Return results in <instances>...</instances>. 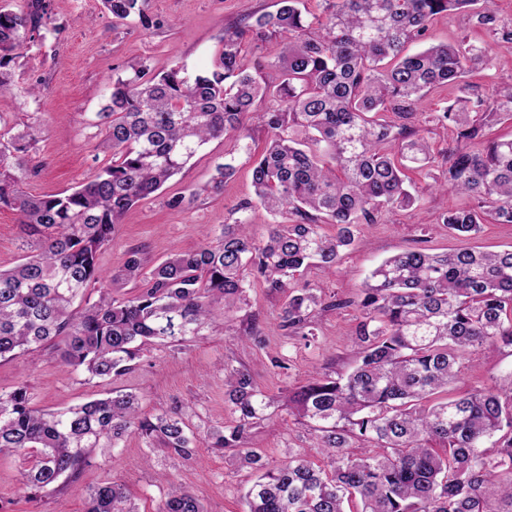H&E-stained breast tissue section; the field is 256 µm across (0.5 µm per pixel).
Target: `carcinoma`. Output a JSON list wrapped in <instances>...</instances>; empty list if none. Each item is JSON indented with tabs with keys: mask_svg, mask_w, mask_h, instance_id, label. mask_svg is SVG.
Segmentation results:
<instances>
[{
	"mask_svg": "<svg viewBox=\"0 0 512 512\" xmlns=\"http://www.w3.org/2000/svg\"><path fill=\"white\" fill-rule=\"evenodd\" d=\"M321 17L308 18L300 0H279L274 12L224 29L211 66L195 73L176 64L155 73L131 67L112 80L98 113L101 146L112 161L71 192L34 196L21 182L30 173L33 137L0 128V209L19 215L27 240L15 267L0 271V360L59 348L65 364L91 379L110 380L133 369L145 346H176L192 329L217 332L213 308H241L260 283L287 294L279 328L307 340L322 296L292 286L315 267L334 272L359 225L415 203L405 187L410 173L431 162L432 146L418 131L377 118L408 119L427 92L455 85L462 96L436 113L451 122L457 144L448 148L441 187L475 205L439 216L448 231L477 235L483 224H512V138H485L486 127L512 119V86L482 94L466 78L477 68L506 63L512 18L496 0H323ZM113 22L133 29L156 26L146 0H101ZM463 12L483 39L407 45L442 13ZM51 0L0 3V91L9 88L16 60L48 33H60ZM285 39L280 55L246 71L247 40ZM271 133L255 161L257 202L274 219L255 239L243 218L224 224L216 243L147 265L127 252L123 268L105 276L100 251L112 242L125 212L160 190L213 139L235 132L249 138L246 119L256 102ZM233 159L215 166L207 183L167 201L181 208L224 190ZM336 227L333 235L322 226ZM139 284L129 297L113 289ZM98 298L72 308L89 286ZM358 323L352 370L316 374L288 393L285 406L315 434L314 452H288L269 467L244 447L249 430L277 398L258 387L244 367H224L233 418L207 432L253 468L246 512H512V377L493 387L451 396L461 361L487 344L512 349V250L459 249L433 254L408 250L385 260L352 302ZM180 411L142 412L139 398L114 391L64 410L34 407L25 381L0 392V452L32 454L21 483L36 497L75 481L96 448H114L126 434L146 446L191 452ZM493 440L492 448L484 442ZM86 512H138L124 487L110 483L89 494ZM158 512H204L177 483Z\"/></svg>",
	"mask_w": 512,
	"mask_h": 512,
	"instance_id": "carcinoma-1",
	"label": "carcinoma"
}]
</instances>
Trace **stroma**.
<instances>
[{
  "label": "stroma",
  "mask_w": 512,
  "mask_h": 512,
  "mask_svg": "<svg viewBox=\"0 0 512 512\" xmlns=\"http://www.w3.org/2000/svg\"><path fill=\"white\" fill-rule=\"evenodd\" d=\"M276 8L277 0H147L155 25L148 31L131 32L113 24L101 0H52L60 33L36 42L14 66L11 87L0 92V119L30 126L35 137L29 159L38 173L24 180V190L35 196L60 193L86 183L110 163L111 153L98 146L101 136L96 121L107 103L113 77L140 64L161 70L178 62L192 71L206 69L225 28ZM458 95L454 86L432 89L423 113L408 122L427 135L434 149L428 173L414 178L417 203L383 215L380 223L362 225L335 273L311 269L299 278V285L320 289L323 298L340 303L339 309L316 315L314 339L284 335L278 323L285 297L258 283L250 288L249 304L243 309L228 313L215 306L213 317L223 323V332L203 329L174 348L152 345L133 370L109 381L86 380L51 347L38 356L25 353L0 361V391L25 380L33 404L40 409L61 410L121 390L139 395L147 413L190 408L188 423L196 436L190 454L180 456L165 448L146 447L138 435H128L117 447L95 449L90 464L64 490H47L34 498L21 484L28 460L0 453V512H86L89 492L113 482L125 486L138 512H158L170 485L181 481L205 512H244L242 494L253 472L231 451L211 447L206 436L208 428L231 419L224 401L225 366L246 367L260 388L281 396L303 385L310 375L346 373L355 360L350 337L357 312L350 302L358 298L366 278L383 260L411 249L512 247V224L486 223L477 238L468 240L449 235L439 222V214L472 204L466 195L432 188L445 167L443 153L456 135L450 127L429 125L426 115ZM248 127V150L238 149L232 133L210 141L162 190L129 209L112 242L99 255L101 270L109 274L120 269L133 248L141 249L152 264L214 242L220 225L232 222L238 205L248 200L253 203L246 213L249 229L256 238L265 237L272 217L253 202L248 151L262 149L270 134L257 114ZM230 151L238 170L223 192L201 196L180 209L167 207L169 197L207 182ZM23 240L17 213L0 210V270L19 262ZM276 357L284 359L285 368L272 367ZM511 375L512 350L488 345L474 365L461 369L451 388L460 394L475 386H493ZM313 443L310 428L283 406L268 409L246 441L272 465L287 460L289 449Z\"/></svg>",
  "instance_id": "35a3bbf8"
}]
</instances>
